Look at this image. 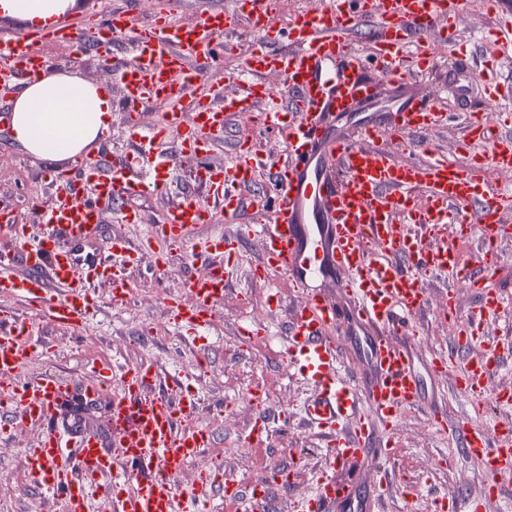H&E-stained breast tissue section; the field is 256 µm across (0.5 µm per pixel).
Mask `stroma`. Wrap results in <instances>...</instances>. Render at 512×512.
I'll list each match as a JSON object with an SVG mask.
<instances>
[{
  "label": "stroma",
  "mask_w": 512,
  "mask_h": 512,
  "mask_svg": "<svg viewBox=\"0 0 512 512\" xmlns=\"http://www.w3.org/2000/svg\"><path fill=\"white\" fill-rule=\"evenodd\" d=\"M500 16V11L490 8L486 0H471L456 25L457 42L472 51L485 77L507 84L512 83V38L500 37ZM41 54L53 68L76 67L89 80L107 85L114 82L113 74L102 70L99 56L70 44L42 47ZM57 170V165L33 160L19 151L11 141L8 124H0V207L12 211L18 223H33L31 202L46 198V177ZM165 205V200L154 197L128 200L127 208L140 212L143 223L126 224L110 216L104 232L139 238L147 225L160 219ZM154 259V254H145L138 265L130 268L136 288L127 302H113L111 291L99 288V336L94 346H87L69 330L48 328L40 347L38 371L79 385L88 382V369L93 363L108 361L118 371L144 359L152 360L163 376H180L184 384L200 394L203 406L198 422L209 427L214 436L212 446L186 468L183 481L218 468L223 475L247 483L296 461L300 467L293 491L298 495L311 492L312 474L321 465L324 443L316 430L304 427L275 435L266 448H247L239 440L256 405L277 412L294 411L313 394L312 386L286 365L285 329L298 301L287 278L275 273L266 279H253L251 271L260 261L261 251L257 240H249L241 253L238 277L207 333L212 354L201 363L194 346L171 323L165 308V297L171 292L178 293L183 302H190L182 283L191 270L175 263L160 272ZM274 291L280 298L275 306L268 302ZM248 321L269 325L273 339L242 341L238 331ZM36 435L35 429L18 428L0 444V512H40L45 506L44 491L28 485L20 466L23 453ZM395 442L393 475L396 482L419 491V512H429L435 495L480 492L483 477L479 467L462 457L454 435H435L423 413L412 411L402 418ZM292 448L297 449V456H289Z\"/></svg>",
  "instance_id": "stroma-1"
}]
</instances>
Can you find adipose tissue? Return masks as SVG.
<instances>
[{"mask_svg":"<svg viewBox=\"0 0 512 512\" xmlns=\"http://www.w3.org/2000/svg\"><path fill=\"white\" fill-rule=\"evenodd\" d=\"M76 0H0V16L43 28L72 11ZM112 92L76 69H46L26 81L9 115L13 144L40 160L63 162L85 156L111 131Z\"/></svg>","mask_w":512,"mask_h":512,"instance_id":"obj_1","label":"adipose tissue"}]
</instances>
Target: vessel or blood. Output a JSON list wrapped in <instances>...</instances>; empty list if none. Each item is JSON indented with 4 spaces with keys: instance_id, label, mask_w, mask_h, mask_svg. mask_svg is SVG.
Masks as SVG:
<instances>
[{
    "instance_id": "obj_1",
    "label": "vessel or blood",
    "mask_w": 512,
    "mask_h": 512,
    "mask_svg": "<svg viewBox=\"0 0 512 512\" xmlns=\"http://www.w3.org/2000/svg\"><path fill=\"white\" fill-rule=\"evenodd\" d=\"M465 10L466 0H318L277 23L274 0H233L189 23L173 20L168 7L146 18L106 9L70 25L0 38L4 93L44 72L38 44L124 50L113 56L112 71L122 93L126 154L79 158L54 175L53 202L38 207L37 226L14 223L11 212L0 210L12 238L11 248L0 251V295L19 298L26 308L22 315L0 312V430L40 427L21 466L52 503L64 512H87L94 498L105 512H209L219 492L240 512H269L264 480L244 484L203 472L182 483L213 435L197 422L198 393L162 385L152 363L118 374L108 362L91 366L92 379L81 387L85 399L113 390L107 442L89 428L63 438L53 421L66 381L23 377L47 327L71 330L97 317L99 284H109L117 303L133 293L128 270L158 238L167 250L157 270L184 259L204 267L184 283L193 303L172 294L166 305L185 334L206 333L250 237L260 241L263 259L253 276L275 268L300 298L287 325L285 359L318 387L303 420L325 441L321 475L314 494L292 499V512H382L394 488L388 464L396 454L395 429L406 411L421 406L426 375L453 376L469 417L449 423L439 403L426 416L437 434L456 435L463 457L486 477L479 496L436 497L435 512H489L492 503L506 501L512 421H486L485 406L512 405L511 392L491 395L486 388L512 358V336L489 337L482 326L507 306L488 283L498 242L512 233V192L493 185L486 172H512V115L492 120L483 106L469 107L459 142L469 154L463 163L420 138L452 118L429 90L431 80H449L459 98L478 75L463 51L441 66L429 50ZM241 30L260 33L263 46L236 41ZM235 51L243 56L240 72L223 84L209 81L223 54ZM151 101L165 109L146 127L139 113ZM245 112L255 113L258 134L272 133L287 151L268 155L246 138L224 165H212L211 150ZM397 147L415 161L397 160ZM185 157L197 162L200 192L174 199L139 243L106 237L103 259L79 256L77 245L100 228L104 209H120L128 197L168 196ZM245 209L257 223L237 225ZM218 210L236 231L194 237ZM461 236L480 240L474 260L481 278L458 250ZM19 261L26 276L12 272ZM431 280L480 290L466 318H457L450 303L435 309L455 323L458 350L451 354L426 356L419 348L416 327L431 308ZM274 422L285 428L294 420L273 421L258 410L240 437L243 445L268 446ZM354 469L367 474L364 487L347 479Z\"/></svg>"
}]
</instances>
